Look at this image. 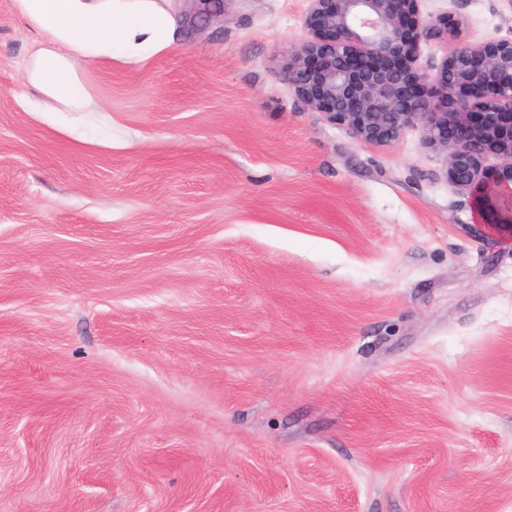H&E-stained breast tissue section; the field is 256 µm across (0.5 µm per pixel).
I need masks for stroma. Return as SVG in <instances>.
Listing matches in <instances>:
<instances>
[{
  "label": "stroma",
  "mask_w": 512,
  "mask_h": 512,
  "mask_svg": "<svg viewBox=\"0 0 512 512\" xmlns=\"http://www.w3.org/2000/svg\"><path fill=\"white\" fill-rule=\"evenodd\" d=\"M180 8L50 121L0 0V512H512V235L303 109L306 0Z\"/></svg>",
  "instance_id": "1"
}]
</instances>
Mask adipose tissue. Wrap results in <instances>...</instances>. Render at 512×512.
I'll return each mask as SVG.
<instances>
[{"label": "adipose tissue", "mask_w": 512, "mask_h": 512, "mask_svg": "<svg viewBox=\"0 0 512 512\" xmlns=\"http://www.w3.org/2000/svg\"><path fill=\"white\" fill-rule=\"evenodd\" d=\"M171 0H12L35 34L20 80L28 111L95 112L81 77L101 62L138 66L178 45L182 22Z\"/></svg>", "instance_id": "ef3b65f1"}]
</instances>
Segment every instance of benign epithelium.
<instances>
[{
    "label": "benign epithelium",
    "instance_id": "1",
    "mask_svg": "<svg viewBox=\"0 0 512 512\" xmlns=\"http://www.w3.org/2000/svg\"><path fill=\"white\" fill-rule=\"evenodd\" d=\"M307 2L285 61L304 109L368 145L421 129L446 153V181L512 230V38L469 41L463 16L426 14L423 0ZM430 40L444 52L433 76L419 65Z\"/></svg>",
    "mask_w": 512,
    "mask_h": 512
}]
</instances>
